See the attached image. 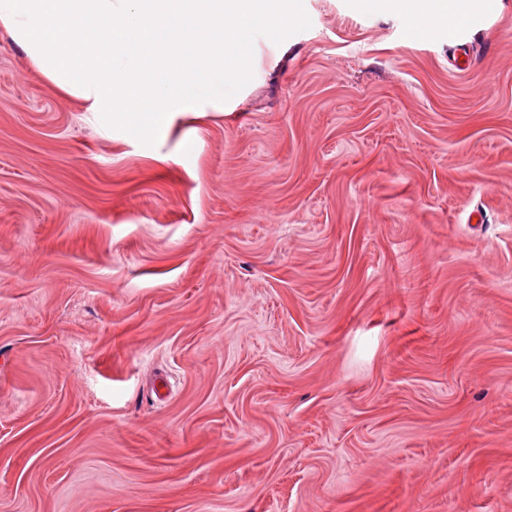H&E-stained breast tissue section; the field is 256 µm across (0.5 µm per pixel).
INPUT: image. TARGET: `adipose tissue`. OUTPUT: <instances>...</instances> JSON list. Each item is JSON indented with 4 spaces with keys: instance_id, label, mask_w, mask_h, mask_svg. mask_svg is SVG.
Listing matches in <instances>:
<instances>
[{
    "instance_id": "ef3b65f1",
    "label": "adipose tissue",
    "mask_w": 512,
    "mask_h": 512,
    "mask_svg": "<svg viewBox=\"0 0 512 512\" xmlns=\"http://www.w3.org/2000/svg\"><path fill=\"white\" fill-rule=\"evenodd\" d=\"M356 5L361 9L401 12L412 37L420 36L432 24L455 28L465 22L459 0H356Z\"/></svg>"
}]
</instances>
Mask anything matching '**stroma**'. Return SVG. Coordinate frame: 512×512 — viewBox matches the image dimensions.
<instances>
[{"label":"stroma","mask_w":512,"mask_h":512,"mask_svg":"<svg viewBox=\"0 0 512 512\" xmlns=\"http://www.w3.org/2000/svg\"><path fill=\"white\" fill-rule=\"evenodd\" d=\"M155 144L0 29V512H512V0H302ZM459 3L458 0H356V6L361 9L401 12L411 37L420 36L432 24L448 28L463 25L466 19Z\"/></svg>","instance_id":"1"}]
</instances>
